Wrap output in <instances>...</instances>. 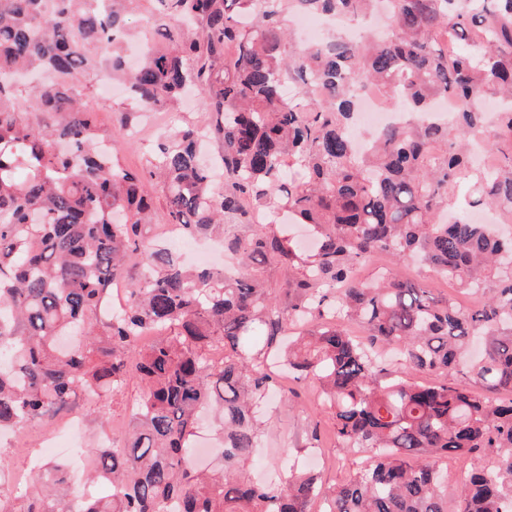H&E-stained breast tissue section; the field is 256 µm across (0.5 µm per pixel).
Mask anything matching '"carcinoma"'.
I'll return each instance as SVG.
<instances>
[{
  "label": "carcinoma",
  "mask_w": 512,
  "mask_h": 512,
  "mask_svg": "<svg viewBox=\"0 0 512 512\" xmlns=\"http://www.w3.org/2000/svg\"><path fill=\"white\" fill-rule=\"evenodd\" d=\"M151 0H0V432L42 422L75 398L145 388L124 445L85 448L103 496L71 493L52 465L19 497L0 492V512H448V484L433 458L489 459L459 481L458 512H504L512 499V239L461 213L448 222L459 185L467 209H496L512 223V0H159L145 28L128 16ZM384 6L387 35L362 41L333 32L300 47L287 19L299 11L365 18ZM146 41L140 64L123 46ZM121 78L130 117L174 105L193 86L206 123L158 135L143 174L99 151L84 79ZM356 77L394 105L430 112L455 104L449 123L391 126L361 154L349 130ZM301 88L291 102L285 84ZM493 95L509 109L492 120ZM223 143L224 183L198 156L202 133ZM491 175L472 165L476 135ZM288 156L299 177L280 165ZM158 179L166 223L184 235L222 237L239 277L186 269L154 244L144 179ZM286 212L309 224L304 256L256 213ZM252 226L249 235L232 231ZM141 256L140 278L118 315L103 322L109 286ZM422 258L464 292L490 286L474 307L438 304L426 288L387 268L361 281L375 254ZM293 272L288 308L258 275ZM288 367L315 377L335 417L336 441L367 456L348 481L318 486L291 469L282 488L240 469L257 447L256 408L275 374L246 353L251 338L277 343L288 327ZM167 331L147 345L140 338ZM482 352L455 380L462 349ZM398 353V367L377 365ZM426 377L416 381L407 372ZM219 421L224 471H200L194 430L201 409Z\"/></svg>",
  "instance_id": "carcinoma-1"
}]
</instances>
